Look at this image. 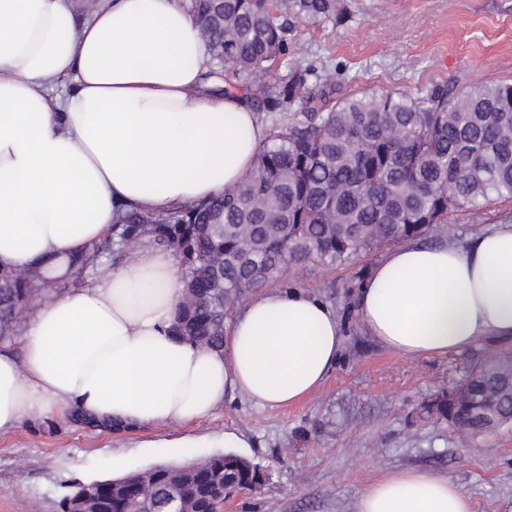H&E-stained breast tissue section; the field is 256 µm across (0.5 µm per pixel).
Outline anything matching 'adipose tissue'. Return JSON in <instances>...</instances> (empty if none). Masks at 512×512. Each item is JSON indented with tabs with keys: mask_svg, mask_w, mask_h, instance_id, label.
<instances>
[{
	"mask_svg": "<svg viewBox=\"0 0 512 512\" xmlns=\"http://www.w3.org/2000/svg\"><path fill=\"white\" fill-rule=\"evenodd\" d=\"M0 0V271L70 258L130 211L164 214L235 186L268 138L244 97L211 92L189 0ZM182 298L171 252L125 249L117 268L47 293L19 355L0 351V433L76 412L117 427L189 425L225 401L279 409L317 393L343 324L297 286L257 290L215 351L177 339ZM361 327L417 358L512 340V220L464 239L389 249L355 301ZM356 512H472L453 481L387 475Z\"/></svg>",
	"mask_w": 512,
	"mask_h": 512,
	"instance_id": "ef3b65f1",
	"label": "adipose tissue"
}]
</instances>
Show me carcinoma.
Listing matches in <instances>:
<instances>
[{"instance_id":"1","label":"carcinoma","mask_w":512,"mask_h":512,"mask_svg":"<svg viewBox=\"0 0 512 512\" xmlns=\"http://www.w3.org/2000/svg\"><path fill=\"white\" fill-rule=\"evenodd\" d=\"M215 29L210 60L230 78L258 81L257 112H299L273 126L253 169L232 190L167 214L130 212L116 231L121 245H150L179 262L184 297L176 334L219 349L224 319L252 291L290 267L346 265L388 244L418 239L448 214L512 200V83L472 81L460 88L336 96L317 66L288 62L297 26L343 25L347 0H194ZM51 284L42 268L0 272V337ZM467 436L512 425V352L472 370L424 407ZM216 454L181 468L159 466L131 491L95 481L98 512H215L224 488Z\"/></svg>"}]
</instances>
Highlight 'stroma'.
Listing matches in <instances>:
<instances>
[{
  "label": "stroma",
  "mask_w": 512,
  "mask_h": 512,
  "mask_svg": "<svg viewBox=\"0 0 512 512\" xmlns=\"http://www.w3.org/2000/svg\"><path fill=\"white\" fill-rule=\"evenodd\" d=\"M354 16L326 29H301L294 62L316 63L338 94H423L469 80L512 81V0H350ZM512 218V202L449 214L425 242L465 238ZM382 250L337 267L292 269L281 278L333 306L346 334L322 389L295 406L269 410L236 398L188 426L133 431L78 415L32 417L0 435V512H61L74 486L117 479L160 464L179 465L183 435L243 434L237 454L266 481L230 494L223 512H356L360 493L390 473L426 469L456 483L473 512H512V426L462 435L425 417L424 404L452 390L512 341H481L462 353L411 358L385 349L362 330L355 299Z\"/></svg>",
  "instance_id": "stroma-1"
}]
</instances>
